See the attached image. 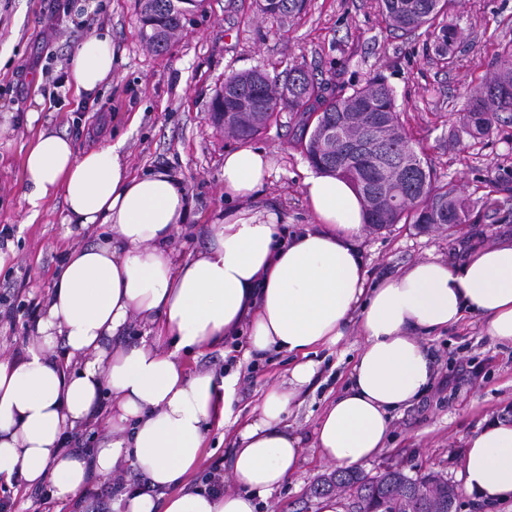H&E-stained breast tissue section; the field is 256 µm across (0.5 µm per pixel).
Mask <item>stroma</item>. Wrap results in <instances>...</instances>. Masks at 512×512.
Masks as SVG:
<instances>
[{"instance_id": "1", "label": "stroma", "mask_w": 512, "mask_h": 512, "mask_svg": "<svg viewBox=\"0 0 512 512\" xmlns=\"http://www.w3.org/2000/svg\"><path fill=\"white\" fill-rule=\"evenodd\" d=\"M100 16L116 55L112 80L88 111L72 86L52 97L40 77L59 67ZM453 20L462 38L447 57L435 55L424 34L389 29L377 0H311L306 14L283 21L259 15L255 0H204L187 15L169 52H154L141 37L136 0H0V289L21 290L23 299L44 301L68 250L109 232L64 223L62 197L43 201L31 214L24 198L25 156L42 129L70 138L86 151L122 142L132 174L168 170L180 176L193 200L184 229L172 246L188 255L207 242V229L229 207L224 197V153L237 138L215 128L208 106L225 74L262 68L277 74L299 65L330 78L344 91L383 75L393 87L400 121L415 151L442 180L471 204L463 230H420L409 224L367 229L360 248L369 283L394 275L420 259L462 262L468 250L512 239V114L502 113L488 137L461 130L475 87L512 47V0H456ZM40 114L37 123L28 112ZM291 112L251 145L266 150L275 171L254 207L280 215L288 231L313 223L303 192L310 164L296 139ZM26 309L0 316V358L23 355L34 336ZM435 379L409 406L393 414L385 448L364 469L377 473L398 464L405 472L435 470L459 481L468 435L492 419H512V347L493 343L480 318L423 339ZM361 337L358 330L335 347L311 352L316 381L293 406L289 423L312 434L329 400L342 392ZM291 364L272 352L243 364L238 407L250 414L263 392L282 382ZM317 459L297 472L262 504L260 512H319L309 495L327 470ZM50 485L28 488L0 482V501L10 512H73L54 500Z\"/></svg>"}]
</instances>
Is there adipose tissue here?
<instances>
[{"mask_svg":"<svg viewBox=\"0 0 512 512\" xmlns=\"http://www.w3.org/2000/svg\"><path fill=\"white\" fill-rule=\"evenodd\" d=\"M112 36L84 38L69 57V82L94 96L112 80ZM273 158L241 145L224 155V195L246 200L269 181ZM26 200L38 209L62 195L66 223L110 227L72 249L57 270L22 357L0 359V481L36 487L90 512V496L122 462L148 487L121 493L124 512H257L298 470L307 450L339 469L360 467L385 446L394 411L430 385L424 336L475 315L490 340L512 345V241L472 250L458 266L428 258L368 286L359 240L366 226L353 187L308 171L315 219L284 236L277 213L236 209L210 226L207 244L184 257L171 247L190 201L166 171L136 176L121 144L76 153L67 136L41 132L25 158ZM152 338L113 346L130 316ZM359 327L363 343L345 390L322 411L313 440L287 421L317 375L313 349ZM245 331L244 360L291 356L288 377L241 419L239 371L190 373L182 355H203ZM104 418L97 447L74 451L70 432ZM230 430L224 478L232 490L186 481L208 432ZM465 490L490 506L512 503V422L492 420L466 440Z\"/></svg>","mask_w":512,"mask_h":512,"instance_id":"obj_1","label":"adipose tissue"}]
</instances>
